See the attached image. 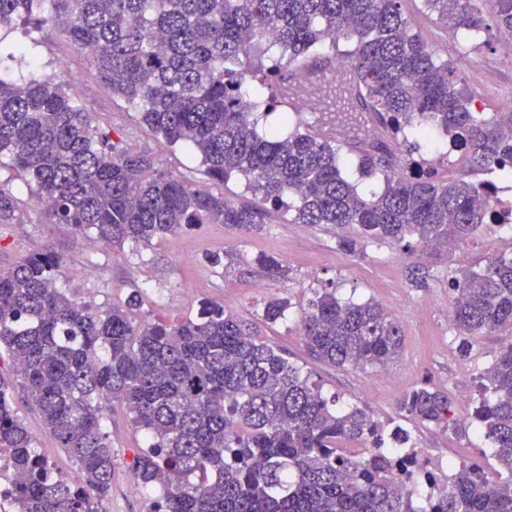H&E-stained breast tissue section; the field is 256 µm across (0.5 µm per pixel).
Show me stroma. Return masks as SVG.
<instances>
[{"label":"stroma","mask_w":512,"mask_h":512,"mask_svg":"<svg viewBox=\"0 0 512 512\" xmlns=\"http://www.w3.org/2000/svg\"><path fill=\"white\" fill-rule=\"evenodd\" d=\"M401 11L414 31L434 47L439 59L457 67L476 111L512 110V60L500 52L508 37L498 31L493 19H486L480 39L472 42L466 36L453 35L431 15L423 0H401ZM6 39L30 45L37 64L29 69V76H48L72 85L95 124L116 129L128 150L149 153L156 168L183 174L199 186L209 185L199 157L157 138L139 121L135 110L113 97L85 54L63 35L52 30L27 34L17 29ZM0 180L10 184L27 211L26 223L0 225V264L52 246L63 260L62 284L81 300L121 305L136 292L141 304L135 315L149 320L177 322L195 315L203 300L251 320L261 314L267 301L287 300V321L262 327L261 332L285 349L290 361L302 366L325 390L338 394L341 401L364 408L385 430L403 425L412 443L425 449L428 456H451L492 470V461L482 454L487 442L475 434L470 411L479 397L478 375L491 364L502 339L482 336L473 341L469 353L458 351L448 280L454 269L512 254V232L495 226L485 229L473 246L455 252L452 261L432 264L426 287L416 288L406 278L404 257L391 246L372 244L364 256H348L337 249L333 227L293 224L281 212L258 233L205 224L137 252L101 248L92 237L74 234L68 225L48 223L24 179L1 169ZM227 249L249 259L260 254L276 256L287 267L288 277L269 281L242 265L228 272L207 264V256ZM329 282L335 283L338 296L374 300L401 323L403 348L387 369L333 368L308 357L299 316L312 290ZM421 385L447 391L454 399L456 427L444 430L400 419L398 400ZM14 405L36 447L55 463L59 475L70 483L83 484L82 471L58 448L23 392L15 393ZM106 430L112 445V493L106 512H154L152 493L130 490L133 452L143 443L142 433L119 405L109 412Z\"/></svg>","instance_id":"1"}]
</instances>
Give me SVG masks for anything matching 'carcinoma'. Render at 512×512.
I'll return each instance as SVG.
<instances>
[{
  "instance_id": "1",
  "label": "carcinoma",
  "mask_w": 512,
  "mask_h": 512,
  "mask_svg": "<svg viewBox=\"0 0 512 512\" xmlns=\"http://www.w3.org/2000/svg\"><path fill=\"white\" fill-rule=\"evenodd\" d=\"M446 26L479 32L484 13L512 34V0H424ZM50 28L87 54L112 96L136 109L169 146L193 148L216 186L244 179L256 201L193 186L132 153L114 131L93 124L73 88L52 77L16 83L0 77V167L28 177L53 224H68L114 248L149 246L200 224L260 231L283 210L294 224L342 230L349 255L385 243L408 259L409 281L424 284L423 261L451 258L494 223L495 173L512 180V112H475L461 77L414 32L400 0H0V29ZM354 43L351 76L396 146L412 162L396 168L375 152L297 128L262 88L318 55L325 42ZM27 48L0 39V59L23 63ZM280 112L279 126L259 129ZM448 137L465 169L444 178L440 163L414 158L413 134ZM379 175L365 195L344 174ZM26 212L0 182V224ZM271 280L287 269L271 255L253 258ZM62 259L50 247L0 267V447L13 449L22 479L16 512H105L112 490V445L105 431L113 403L146 437L133 470L156 487V512H512V256L455 271L459 351L475 336L508 330L507 343L479 376L471 421L492 445L500 480L477 465L454 471L437 498L409 487L397 470L410 440L390 433L336 396L256 324L203 302L175 324L136 320L125 305L89 304L58 287ZM275 299L262 321L286 318ZM307 353L331 367L380 368L393 362L403 330L372 300L336 296L329 283L301 315ZM22 389L58 447L79 465L84 485L52 474L14 409ZM399 416L456 426L447 392L413 388Z\"/></svg>"
}]
</instances>
